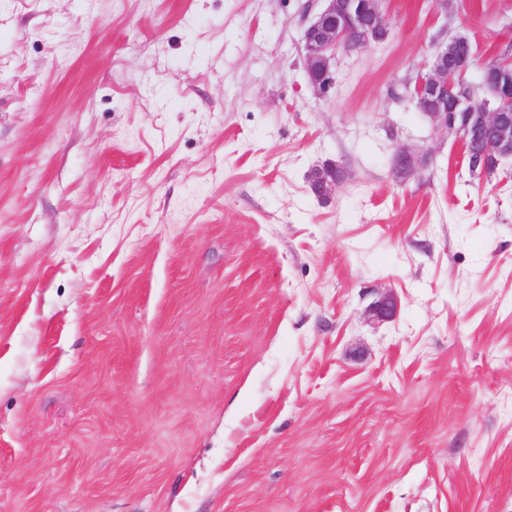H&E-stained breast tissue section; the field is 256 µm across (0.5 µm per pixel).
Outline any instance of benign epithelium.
Returning <instances> with one entry per match:
<instances>
[{
  "label": "benign epithelium",
  "mask_w": 512,
  "mask_h": 512,
  "mask_svg": "<svg viewBox=\"0 0 512 512\" xmlns=\"http://www.w3.org/2000/svg\"><path fill=\"white\" fill-rule=\"evenodd\" d=\"M385 0H307L304 14L313 17L302 32L304 60L313 89L327 93L335 82L336 54L347 48H364L388 36ZM473 50L470 39L455 34L436 48L424 69L404 83L405 93L418 111L448 135L459 139L471 168L488 178L501 161L512 159V52L488 64L475 79L469 68L448 62L450 51ZM428 151L406 146L396 149L393 169L400 181L430 163ZM344 180L341 167L319 168V178L309 179L319 196L330 194Z\"/></svg>",
  "instance_id": "obj_1"
}]
</instances>
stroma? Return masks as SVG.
<instances>
[{
    "mask_svg": "<svg viewBox=\"0 0 512 512\" xmlns=\"http://www.w3.org/2000/svg\"><path fill=\"white\" fill-rule=\"evenodd\" d=\"M384 10L320 95L298 0H0V512H512V161L403 95L512 0ZM430 160L431 155L429 151H420L406 146L398 147L393 159V169L396 178L404 181L427 166ZM337 172V174H336ZM319 178H309L312 190L319 196L330 194L344 180V171L335 164L331 167H320Z\"/></svg>",
    "mask_w": 512,
    "mask_h": 512,
    "instance_id": "stroma-1",
    "label": "stroma"
}]
</instances>
